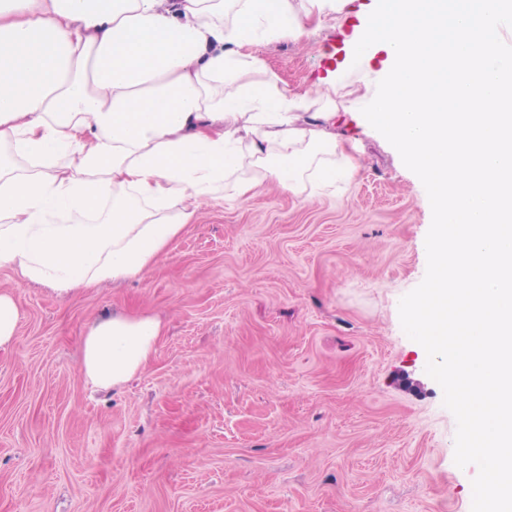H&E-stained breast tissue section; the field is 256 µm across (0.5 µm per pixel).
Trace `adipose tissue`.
Wrapping results in <instances>:
<instances>
[{
	"label": "adipose tissue",
	"instance_id": "1",
	"mask_svg": "<svg viewBox=\"0 0 512 512\" xmlns=\"http://www.w3.org/2000/svg\"><path fill=\"white\" fill-rule=\"evenodd\" d=\"M340 0H0V269L61 293L143 276L203 206L352 177L332 84L278 85L255 47ZM163 332L97 321L86 380L115 388Z\"/></svg>",
	"mask_w": 512,
	"mask_h": 512
}]
</instances>
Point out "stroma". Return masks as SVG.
I'll use <instances>...</instances> for the list:
<instances>
[{"mask_svg": "<svg viewBox=\"0 0 512 512\" xmlns=\"http://www.w3.org/2000/svg\"><path fill=\"white\" fill-rule=\"evenodd\" d=\"M376 2L256 51L300 95L374 84L385 54L352 43ZM334 131L353 179L217 201L141 279L64 299L0 270L22 314L0 350V512H472L477 468L455 464V418L399 317L428 205L358 107ZM115 313L163 333L139 375L98 390L81 343Z\"/></svg>", "mask_w": 512, "mask_h": 512, "instance_id": "obj_1", "label": "stroma"}]
</instances>
